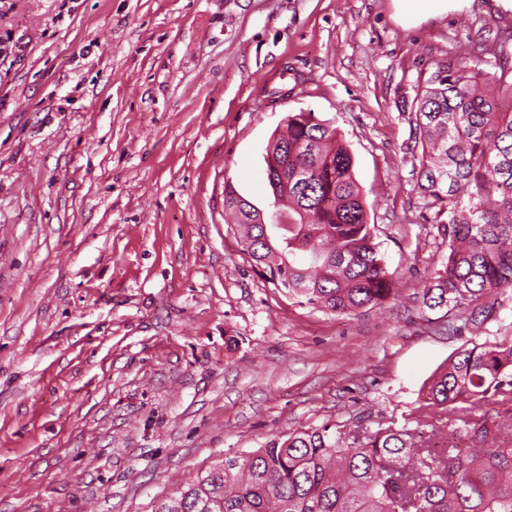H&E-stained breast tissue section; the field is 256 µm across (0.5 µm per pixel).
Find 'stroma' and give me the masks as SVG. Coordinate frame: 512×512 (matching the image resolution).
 I'll list each match as a JSON object with an SVG mask.
<instances>
[{
  "instance_id": "obj_1",
  "label": "stroma",
  "mask_w": 512,
  "mask_h": 512,
  "mask_svg": "<svg viewBox=\"0 0 512 512\" xmlns=\"http://www.w3.org/2000/svg\"><path fill=\"white\" fill-rule=\"evenodd\" d=\"M451 57L512 67V9L0 0V512H155L297 429L413 427L466 342L418 299L447 247L403 106ZM301 111L354 158L384 309L289 299L224 213L228 183L267 208L266 147Z\"/></svg>"
}]
</instances>
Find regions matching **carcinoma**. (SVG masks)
Listing matches in <instances>:
<instances>
[{"label": "carcinoma", "instance_id": "obj_1", "mask_svg": "<svg viewBox=\"0 0 512 512\" xmlns=\"http://www.w3.org/2000/svg\"><path fill=\"white\" fill-rule=\"evenodd\" d=\"M414 92L417 190L448 242L419 299L456 310L475 331L500 324L499 296L512 288V112L499 111L497 99H512V77L449 58ZM265 161L280 221L229 183L224 211L245 229L244 252L271 284L336 315L393 298V273L337 129L314 112L290 113ZM489 401L512 403V341L473 338L435 373L415 415L462 423L475 447L439 456L409 429L309 427L224 456L155 512H512V445L481 411Z\"/></svg>", "mask_w": 512, "mask_h": 512}]
</instances>
